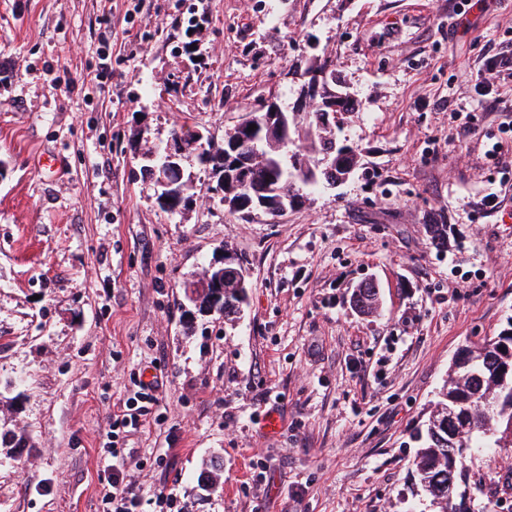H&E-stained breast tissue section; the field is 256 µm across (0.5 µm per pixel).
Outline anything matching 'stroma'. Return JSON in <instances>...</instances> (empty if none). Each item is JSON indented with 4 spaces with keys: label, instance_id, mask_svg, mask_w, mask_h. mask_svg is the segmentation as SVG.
Segmentation results:
<instances>
[{
    "label": "stroma",
    "instance_id": "35a3bbf8",
    "mask_svg": "<svg viewBox=\"0 0 512 512\" xmlns=\"http://www.w3.org/2000/svg\"><path fill=\"white\" fill-rule=\"evenodd\" d=\"M510 48L512 0H0V427L31 443L0 447V512H103L113 440L170 512H412L452 362L512 329V77L491 108L473 88ZM324 60L356 105L347 181L238 220L189 145L180 207L157 205L142 148L179 127L223 145ZM228 253L251 281L233 322L183 291ZM366 281L375 316L352 307ZM142 370L163 400L112 436ZM466 487L512 512V447Z\"/></svg>",
    "mask_w": 512,
    "mask_h": 512
}]
</instances>
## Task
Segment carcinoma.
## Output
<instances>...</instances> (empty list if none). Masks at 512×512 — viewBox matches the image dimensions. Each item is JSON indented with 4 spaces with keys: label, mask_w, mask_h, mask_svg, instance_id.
<instances>
[{
    "label": "carcinoma",
    "mask_w": 512,
    "mask_h": 512,
    "mask_svg": "<svg viewBox=\"0 0 512 512\" xmlns=\"http://www.w3.org/2000/svg\"><path fill=\"white\" fill-rule=\"evenodd\" d=\"M323 107L314 106L300 118L305 150L295 149L316 165L322 151L333 146L335 140L332 127L323 121ZM257 146L261 159L249 168L250 184L237 179L224 178L231 170L232 162L224 158L228 148L208 147L201 160L212 165L224 183L222 201L224 210L230 215L246 218L254 214L250 189L256 185L267 187L265 198L268 209H275L286 202L290 193L307 195L324 186L327 177L322 172L309 175L295 169L290 162L288 146L273 147L267 139L250 141ZM426 234L430 244L437 249L448 247V225L427 224ZM240 268L235 258L224 256V295L217 307L211 304L213 289L203 287L197 292L195 303L199 310L216 309L229 320L240 311L246 294L247 282L236 287L234 270ZM355 306L363 313L377 310V288L366 283L356 289ZM512 381V340H501L491 336L484 342L455 360L446 384L439 393L435 411L427 424L425 433L419 435L421 446L416 455V472L421 489H429L432 505L438 512H460L456 503L448 500V466H453V477L465 480L466 462L473 454L485 448L512 447V388L500 386L502 377Z\"/></svg>",
    "instance_id": "obj_1"
}]
</instances>
